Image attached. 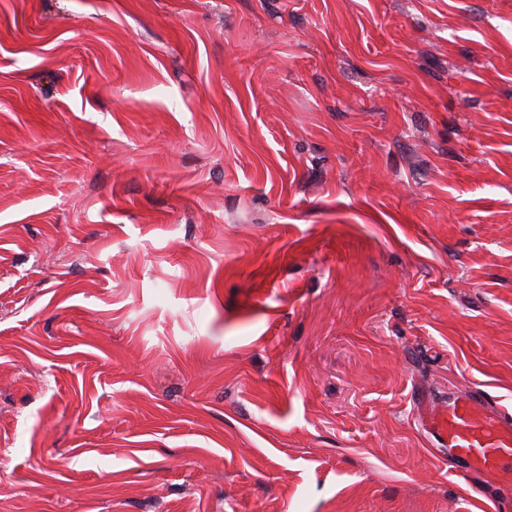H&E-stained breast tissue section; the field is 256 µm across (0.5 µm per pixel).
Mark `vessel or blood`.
<instances>
[{
	"instance_id": "1",
	"label": "vessel or blood",
	"mask_w": 512,
	"mask_h": 512,
	"mask_svg": "<svg viewBox=\"0 0 512 512\" xmlns=\"http://www.w3.org/2000/svg\"><path fill=\"white\" fill-rule=\"evenodd\" d=\"M421 424L429 442L445 449L458 476L481 474L495 489L512 480V412L500 402H484L475 391L455 395L423 408Z\"/></svg>"
}]
</instances>
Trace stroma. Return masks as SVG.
I'll return each mask as SVG.
<instances>
[{
  "label": "stroma",
  "mask_w": 512,
  "mask_h": 512,
  "mask_svg": "<svg viewBox=\"0 0 512 512\" xmlns=\"http://www.w3.org/2000/svg\"><path fill=\"white\" fill-rule=\"evenodd\" d=\"M512 0H0V512H488ZM478 389L448 397L444 405L418 409L427 439L436 448H444L448 465L467 479L480 473L494 489L512 481V421L499 401L493 404L479 398Z\"/></svg>",
  "instance_id": "obj_1"
}]
</instances>
